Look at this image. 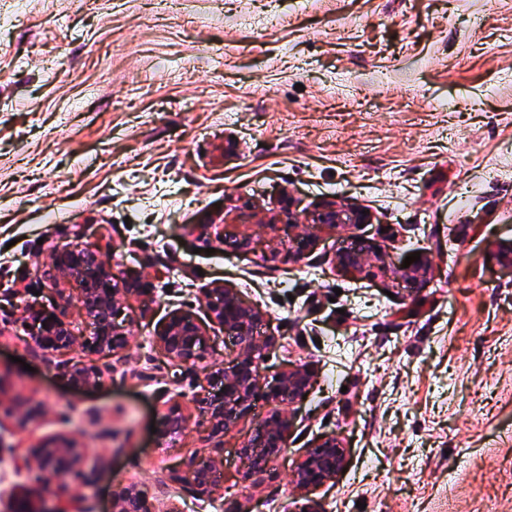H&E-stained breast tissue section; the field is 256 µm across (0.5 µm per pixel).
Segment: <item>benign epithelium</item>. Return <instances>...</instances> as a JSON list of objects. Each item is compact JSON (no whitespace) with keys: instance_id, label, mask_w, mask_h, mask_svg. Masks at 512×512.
Masks as SVG:
<instances>
[{"instance_id":"obj_1","label":"benign epithelium","mask_w":512,"mask_h":512,"mask_svg":"<svg viewBox=\"0 0 512 512\" xmlns=\"http://www.w3.org/2000/svg\"><path fill=\"white\" fill-rule=\"evenodd\" d=\"M370 216L356 208L339 207L327 203L313 215L312 222L328 229L340 224H366ZM224 248L254 250L251 238L236 234H224L220 238ZM372 252L369 246L357 250H342L336 265L343 272L361 274L366 271V256ZM75 269H84L89 277L77 285L81 311L94 324V336L90 347L102 355H118L127 346L124 325L119 323L121 301L131 296H148L152 284L140 276L118 278L112 273V265L101 258L98 247L82 243L72 244L50 255L45 274L52 280L58 294ZM206 306L217 323L233 334L234 342L243 356L226 371L216 373L212 379L224 392L202 401L204 419L201 427L210 437L224 435L227 425L243 417L251 409L259 391H265L267 401L273 403L269 418L260 425L254 435L242 446V453L249 457L250 474L259 476L267 471L271 458L279 455L288 437V418L284 408L299 399L312 383L308 367L296 366L283 373L268 389H263L262 369L265 348L257 345L256 327L267 321V314L246 304L230 288H210L204 292ZM33 336L36 343L56 352H65L77 340L71 323L54 310L33 313ZM206 333L189 312L175 311L156 334V342L162 353L180 364H195L203 357ZM72 383L86 387L99 382V372L90 364L71 367ZM188 423L177 406L165 416L160 439L164 440L185 431ZM83 445L65 435L50 437L29 449V457L21 459L28 466L29 458L39 462V469L53 473L64 482L75 484V491L64 504L35 509L25 503L21 512H76L81 491L91 487V472L85 467ZM344 465L341 442L326 437L309 449L299 463L295 478L304 488L318 487L336 478ZM189 485L193 491L205 495L216 485L212 466L190 460ZM112 512H152L146 495L135 486H127L114 494Z\"/></svg>"}]
</instances>
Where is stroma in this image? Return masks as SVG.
<instances>
[{"mask_svg": "<svg viewBox=\"0 0 512 512\" xmlns=\"http://www.w3.org/2000/svg\"><path fill=\"white\" fill-rule=\"evenodd\" d=\"M0 0V512L62 501L14 461L59 433L83 443V512L136 486L153 512H512V0ZM370 224L328 230L325 203ZM298 225H271L283 207ZM259 238L228 251L223 231ZM307 237L294 261L263 259ZM100 247L132 297L128 347L65 353L24 327L56 295L51 250ZM367 244L375 277L335 267ZM421 252L426 275L403 266ZM228 287L268 316L274 377L309 366L282 454L260 476L240 448L257 399L224 436L200 426L210 374L239 355L204 305ZM206 330L201 366L156 345L170 312ZM95 364L97 386L67 372ZM187 430L160 440L171 407ZM336 437L345 470L313 489L306 450ZM195 459L220 481L175 480Z\"/></svg>", "mask_w": 512, "mask_h": 512, "instance_id": "stroma-1", "label": "stroma"}]
</instances>
